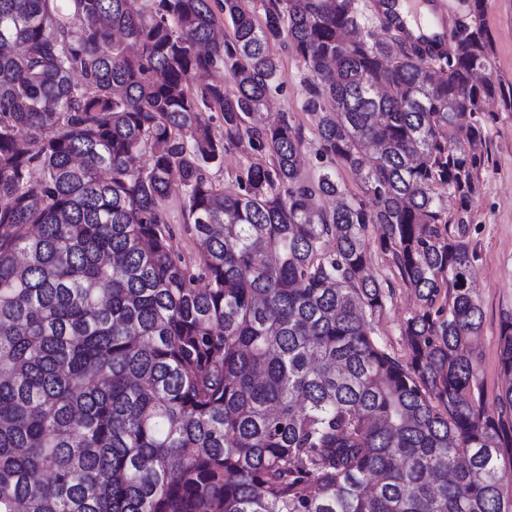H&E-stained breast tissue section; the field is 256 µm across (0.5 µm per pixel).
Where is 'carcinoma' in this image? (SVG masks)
<instances>
[{"mask_svg":"<svg viewBox=\"0 0 512 512\" xmlns=\"http://www.w3.org/2000/svg\"><path fill=\"white\" fill-rule=\"evenodd\" d=\"M484 9L425 57L358 0H0V512H512L466 240L464 143L512 100L474 80ZM279 49L309 76L315 184L301 129L254 121ZM372 228L421 302L405 361L371 325ZM499 344L511 377L512 319ZM246 158L236 150L224 152V164L220 169H213V178L216 184L224 187V190L233 188L235 175L243 166ZM169 223L176 235V241L179 250L187 258H196L198 255V245L196 240L186 232L184 217L182 212V198L173 195L167 202Z\"/></svg>","mask_w":512,"mask_h":512,"instance_id":"1","label":"carcinoma"}]
</instances>
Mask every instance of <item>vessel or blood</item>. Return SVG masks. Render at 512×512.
Here are the masks:
<instances>
[{
    "label": "vessel or blood",
    "mask_w": 512,
    "mask_h": 512,
    "mask_svg": "<svg viewBox=\"0 0 512 512\" xmlns=\"http://www.w3.org/2000/svg\"><path fill=\"white\" fill-rule=\"evenodd\" d=\"M404 7L410 24L406 29L422 54L448 49L453 24L445 0H397Z\"/></svg>",
    "instance_id": "obj_1"
}]
</instances>
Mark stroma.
Masks as SVG:
<instances>
[{
	"label": "stroma",
	"instance_id": "35a3bbf8",
	"mask_svg": "<svg viewBox=\"0 0 512 512\" xmlns=\"http://www.w3.org/2000/svg\"><path fill=\"white\" fill-rule=\"evenodd\" d=\"M484 24L491 40L488 76L512 85V0H486ZM306 70L293 55L282 54L277 91L269 98L267 118L288 114L302 129L305 165L301 177L316 182L325 165L317 155L316 118L305 107ZM486 140L478 172V190L470 208L468 239L475 254L476 280L483 320L474 349L481 358L479 382L486 413L496 410L503 373L499 336L503 320L512 317V102L500 97L486 100ZM370 274L390 281L393 293L372 321L376 339L397 356H405L402 325L418 309L411 288L399 278L377 238L368 243Z\"/></svg>",
	"mask_w": 512,
	"mask_h": 512
}]
</instances>
